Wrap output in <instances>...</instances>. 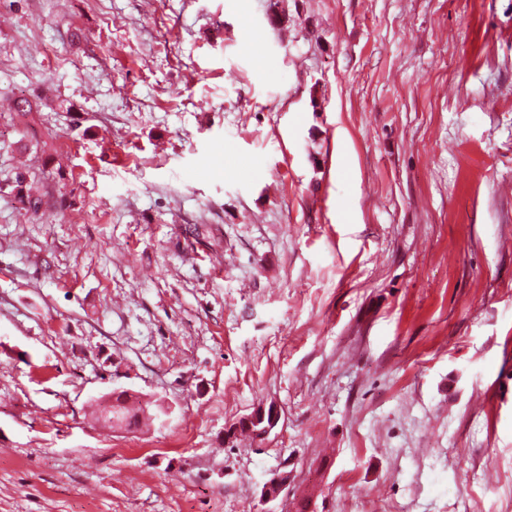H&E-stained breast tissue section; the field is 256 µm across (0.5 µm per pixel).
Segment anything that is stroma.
I'll return each instance as SVG.
<instances>
[{
  "instance_id": "1",
  "label": "stroma",
  "mask_w": 512,
  "mask_h": 512,
  "mask_svg": "<svg viewBox=\"0 0 512 512\" xmlns=\"http://www.w3.org/2000/svg\"><path fill=\"white\" fill-rule=\"evenodd\" d=\"M282 471L512 500V0H0V512H280ZM107 398L109 402L108 410L112 409V416L105 415V408L102 410V407L99 404L100 415L98 416V419H101L104 423L108 424L113 429L115 427H140L144 414L148 412L149 416H151V413H149L148 405L145 407L139 405L137 408H135L134 405L129 404L130 398L128 394H126L124 397L118 396L115 399L116 405L113 403L111 394H109ZM111 417L112 422L110 421ZM266 422V425L262 430L258 431L260 434L258 439H265L270 432L276 427L279 421V413L277 408L273 404H269L268 407L265 405L258 406L250 415L240 419L239 421L230 425L226 430V438L230 441L240 429V424L244 423L250 425L251 422L258 421ZM290 483L291 478L288 472L275 474L261 489L262 502L269 503L276 500L285 490H287L288 495V486Z\"/></svg>"
}]
</instances>
